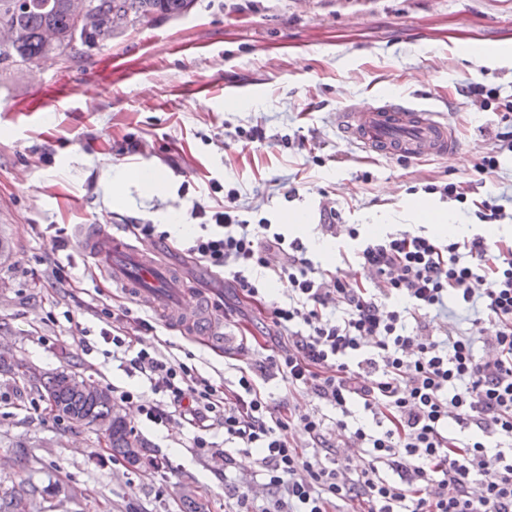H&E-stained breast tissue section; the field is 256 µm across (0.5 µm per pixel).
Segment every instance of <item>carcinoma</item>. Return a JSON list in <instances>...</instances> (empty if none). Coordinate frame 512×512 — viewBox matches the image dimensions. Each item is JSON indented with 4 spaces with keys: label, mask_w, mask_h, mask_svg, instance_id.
<instances>
[{
    "label": "carcinoma",
    "mask_w": 512,
    "mask_h": 512,
    "mask_svg": "<svg viewBox=\"0 0 512 512\" xmlns=\"http://www.w3.org/2000/svg\"><path fill=\"white\" fill-rule=\"evenodd\" d=\"M107 18L120 15L127 24L150 23L159 16L179 17L190 8L193 0H97ZM72 0H0V28L20 31L19 38L8 46L0 45V70L14 67L29 68L52 54L61 55L78 47L95 45L94 35L76 30ZM52 31L54 43L45 38ZM76 373L62 370L39 381L40 393L54 400L56 417L72 426L107 431L110 434V454L123 460L132 458L143 465L151 461L150 446L127 423L112 419L111 401L92 399L72 383Z\"/></svg>",
    "instance_id": "carcinoma-1"
}]
</instances>
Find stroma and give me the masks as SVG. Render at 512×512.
Here are the masks:
<instances>
[{
    "mask_svg": "<svg viewBox=\"0 0 512 512\" xmlns=\"http://www.w3.org/2000/svg\"><path fill=\"white\" fill-rule=\"evenodd\" d=\"M473 83L512 99V0H194L183 16L135 25L81 55L0 73V236L14 244L0 257V354L113 391V406L168 463L125 467L101 454L98 432L50 414L33 381L0 375V504L22 489L28 512H183L187 486L208 512H225L233 488L258 505L280 498L260 453L221 425L201 434L181 418L160 424L142 414L156 395L113 355L102 311L130 307L151 326L146 346L219 390H237L249 371L275 416L318 413L327 443L339 445L334 407L310 388L289 389L275 369L258 370L281 331L263 302L189 254L200 232L193 207L217 210L236 189L240 219L301 241L328 283L357 269L350 229L426 234L415 200L480 230L473 201L490 193L512 212V152L496 138L499 112L470 94ZM228 90L235 102L225 101ZM380 95L433 110L460 150L410 164L343 137L337 109ZM252 128L263 141L244 140ZM485 155L500 160L494 174L477 170ZM131 167L163 178L165 191L132 183L111 198L109 181ZM449 182L463 183L467 203L438 193ZM292 211L303 225L287 221ZM79 224L122 227L142 248L149 241L134 225L167 232L158 258L177 272L188 304L211 301L218 335L130 305L76 247L53 251L56 229L70 235ZM175 224L180 234H171ZM59 263L69 282L56 279ZM124 391L133 400L121 399ZM200 434L211 451L196 448Z\"/></svg>",
    "mask_w": 512,
    "mask_h": 512,
    "instance_id": "stroma-1",
    "label": "stroma"
}]
</instances>
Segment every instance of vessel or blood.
I'll list each match as a JSON object with an SVG mask.
<instances>
[{"label":"vessel or blood","instance_id":"obj_1","mask_svg":"<svg viewBox=\"0 0 512 512\" xmlns=\"http://www.w3.org/2000/svg\"><path fill=\"white\" fill-rule=\"evenodd\" d=\"M336 117L345 136L379 155L412 162L459 149L449 125L436 120L431 111L399 100L379 97L361 108L346 104ZM75 245L85 256L105 261L113 284L128 289L139 306L165 310L175 300L177 278L154 252L130 243L122 229L79 225Z\"/></svg>","mask_w":512,"mask_h":512}]
</instances>
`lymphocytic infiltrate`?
Returning <instances> with one entry per match:
<instances>
[{
    "mask_svg": "<svg viewBox=\"0 0 512 512\" xmlns=\"http://www.w3.org/2000/svg\"><path fill=\"white\" fill-rule=\"evenodd\" d=\"M213 225L198 235L190 253L224 270L247 297H261L247 268L267 267L281 253L278 277L288 281V302L270 304L268 315L287 334L288 348L267 355L290 387H311L317 398L342 414L339 436L365 448L369 460L357 477L339 457L308 452L288 441L296 423L315 443L324 440V420L313 413L286 422L271 417L270 405L252 377L241 376L238 391L218 390L208 379L150 348H134L129 309L113 314L115 347L134 350L132 368L149 381L158 403L147 418L168 421L173 413L204 426L220 416L228 438L259 449L270 486L286 499L263 512H330L356 504V512H512V244L474 234L464 242L441 243L423 235L390 234L359 240L354 251L360 276L340 272L334 288L315 276L299 242H286L269 225L251 224L232 208L214 211ZM403 301L387 309L388 300ZM481 312L495 335L483 337V356L473 337L443 339L426 331L431 314L449 300ZM341 303L343 315L323 312ZM416 323L405 331V317ZM374 351L362 354L365 341ZM362 403L375 428H349L345 417ZM499 447H490L491 439Z\"/></svg>",
    "mask_w": 512,
    "mask_h": 512,
    "instance_id": "f902f5d3",
    "label": "lymphocytic infiltrate"
}]
</instances>
